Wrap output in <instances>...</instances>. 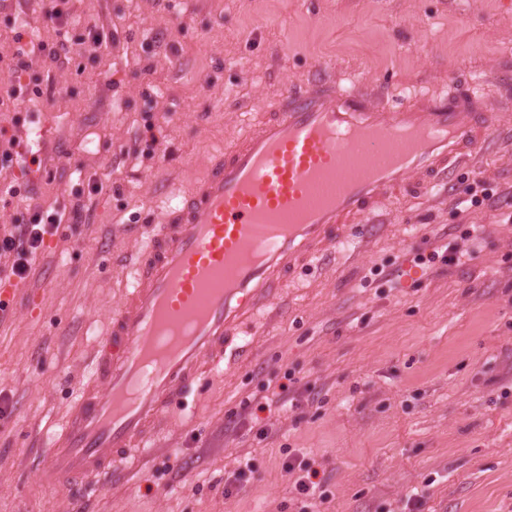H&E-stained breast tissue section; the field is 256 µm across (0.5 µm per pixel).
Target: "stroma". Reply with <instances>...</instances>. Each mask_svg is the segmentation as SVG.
Returning <instances> with one entry per match:
<instances>
[{
  "label": "stroma",
  "instance_id": "35a3bbf8",
  "mask_svg": "<svg viewBox=\"0 0 512 512\" xmlns=\"http://www.w3.org/2000/svg\"><path fill=\"white\" fill-rule=\"evenodd\" d=\"M68 50L27 57L29 92L0 128L36 155L0 170V230L33 210L65 219L0 322V512H298L289 454L327 481L312 512H512V0H70ZM94 23L106 49L82 50ZM58 37L38 0H0V85L12 33ZM318 75L389 97L475 90L500 122L489 148L440 184L354 225L332 262L300 265L285 314L244 327L248 360L192 391L118 484L56 493L41 461L91 374L108 316L131 279L124 256L225 141L285 88ZM158 139L147 150L146 125ZM40 167H32V157ZM27 176L29 192L3 188ZM484 181L499 200L464 208ZM81 206L85 223L66 216ZM483 232L461 264L417 253ZM289 384L294 407L230 412ZM268 427L262 439L255 431ZM252 462L239 491L224 474Z\"/></svg>",
  "mask_w": 512,
  "mask_h": 512
}]
</instances>
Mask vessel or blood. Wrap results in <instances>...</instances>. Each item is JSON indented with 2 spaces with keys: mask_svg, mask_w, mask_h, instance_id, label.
Masks as SVG:
<instances>
[{
  "mask_svg": "<svg viewBox=\"0 0 512 512\" xmlns=\"http://www.w3.org/2000/svg\"><path fill=\"white\" fill-rule=\"evenodd\" d=\"M495 115L480 93L401 107L317 76L214 154L133 255L76 412L44 457L58 484L143 461L161 417L225 358L248 355L243 327L282 300L305 259L326 260L418 175L454 176L486 145ZM390 144L362 172L354 151Z\"/></svg>",
  "mask_w": 512,
  "mask_h": 512,
  "instance_id": "b4317fda",
  "label": "vessel or blood"
}]
</instances>
